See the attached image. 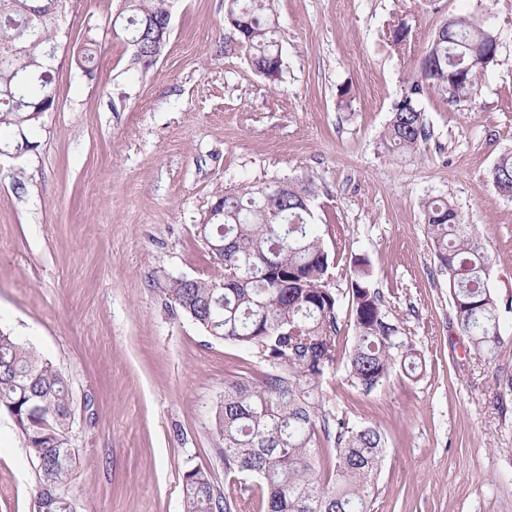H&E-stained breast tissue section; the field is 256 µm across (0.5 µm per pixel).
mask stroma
I'll return each instance as SVG.
<instances>
[{"instance_id": "1", "label": "stroma", "mask_w": 512, "mask_h": 512, "mask_svg": "<svg viewBox=\"0 0 512 512\" xmlns=\"http://www.w3.org/2000/svg\"><path fill=\"white\" fill-rule=\"evenodd\" d=\"M282 77L255 73L224 23V0H176L149 70L113 35L118 0H68L54 72L57 109L0 154V328L69 380L75 512H183V475L226 492L213 430L226 383L256 381L264 356L215 338L168 291L219 278L196 235L224 188L308 177L313 221L350 287L351 259L419 350L418 379L394 372L364 393L327 374V406L388 443L374 512H512V311L484 361L457 325L421 204L451 201L492 258L488 283L512 300V199L488 173L512 152V0H274ZM484 19L498 35L471 95L421 97L430 137L416 152L382 135L442 22ZM403 42H395V31ZM97 43L98 75L71 62ZM35 467L0 408V512H37Z\"/></svg>"}]
</instances>
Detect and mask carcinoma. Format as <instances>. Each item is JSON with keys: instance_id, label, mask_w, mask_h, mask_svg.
<instances>
[{"instance_id": "1", "label": "carcinoma", "mask_w": 512, "mask_h": 512, "mask_svg": "<svg viewBox=\"0 0 512 512\" xmlns=\"http://www.w3.org/2000/svg\"><path fill=\"white\" fill-rule=\"evenodd\" d=\"M111 21L132 47V63L146 71L159 59L175 0H120ZM273 0H225L226 23H246L237 36L250 67L276 81L282 72L278 19ZM64 0H0V135L34 126L42 102L56 106L53 71L46 52L60 46L57 14ZM433 40L423 62L394 103L383 134L398 152L415 151L429 128L418 99L429 89L448 102L471 94L481 70L451 64L466 46H486L476 19L456 16ZM79 69L97 75L96 54L85 49ZM497 193L512 197V153L488 174ZM311 181L269 180L226 188L221 210L198 225L200 241L224 268L218 280L175 278L168 288L181 312L210 335L259 351L272 370L262 380L233 381L215 415L224 469L243 478L241 493L255 496L257 512H372L374 486L386 448L383 431L353 425L342 407L325 408V373L342 364L349 380L369 393L400 370L416 373L419 352L390 318L379 291L369 286L368 263L353 261L348 303L330 288L334 264L308 213ZM427 236L448 287L457 323L478 353L494 359L501 345L499 303L488 287L491 256L450 201L422 203ZM216 244L224 245L217 254ZM350 308L351 348L339 350V313ZM0 405L14 416L36 463L37 512H72L73 459L66 448L74 418L66 376L10 331L0 329ZM333 443L331 467L323 469L319 437ZM184 512H236L231 496L210 474H184Z\"/></svg>"}]
</instances>
